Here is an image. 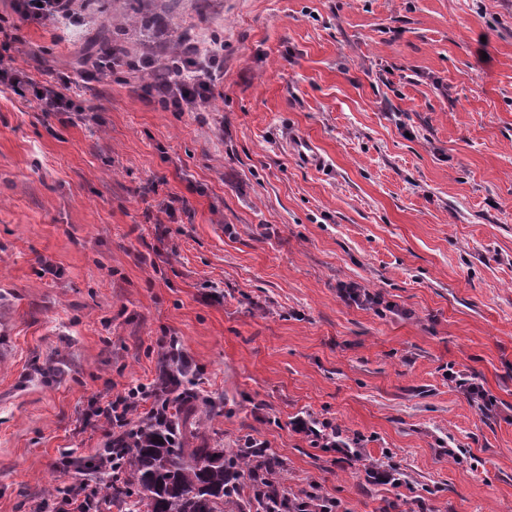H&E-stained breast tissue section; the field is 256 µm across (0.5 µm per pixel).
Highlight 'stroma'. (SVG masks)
Returning <instances> with one entry per match:
<instances>
[{
    "label": "stroma",
    "mask_w": 512,
    "mask_h": 512,
    "mask_svg": "<svg viewBox=\"0 0 512 512\" xmlns=\"http://www.w3.org/2000/svg\"><path fill=\"white\" fill-rule=\"evenodd\" d=\"M14 57L74 111L0 92V512H35L152 385L176 339L195 390L348 512H512V0H75ZM150 26H142V17ZM106 35L115 73L96 66ZM224 45L203 112L130 70ZM327 172L296 163L286 131ZM354 282L393 311L345 303ZM472 375L498 400L481 412ZM327 419L408 486L293 432Z\"/></svg>",
    "instance_id": "35a3bbf8"
}]
</instances>
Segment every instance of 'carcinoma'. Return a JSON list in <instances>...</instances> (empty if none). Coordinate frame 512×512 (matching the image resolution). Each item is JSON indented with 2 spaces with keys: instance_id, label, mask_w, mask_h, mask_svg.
I'll use <instances>...</instances> for the list:
<instances>
[{
  "instance_id": "obj_1",
  "label": "carcinoma",
  "mask_w": 512,
  "mask_h": 512,
  "mask_svg": "<svg viewBox=\"0 0 512 512\" xmlns=\"http://www.w3.org/2000/svg\"><path fill=\"white\" fill-rule=\"evenodd\" d=\"M164 373L182 375L181 391H164L167 410L140 419L120 439L112 453L121 457L123 480L110 477L99 462L74 460L81 473L92 475L123 512H273L288 501L277 475L284 462L270 449L259 450L264 465L249 448H219L200 435L201 428L222 411V402L202 396L181 367L167 364Z\"/></svg>"
}]
</instances>
